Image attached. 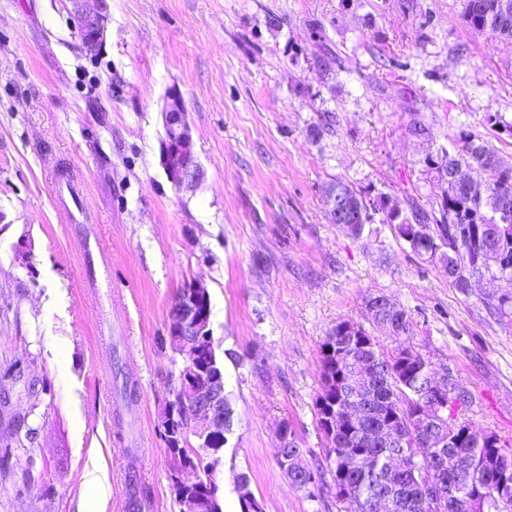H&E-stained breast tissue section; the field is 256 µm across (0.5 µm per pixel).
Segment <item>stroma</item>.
Segmentation results:
<instances>
[{
    "label": "stroma",
    "mask_w": 512,
    "mask_h": 512,
    "mask_svg": "<svg viewBox=\"0 0 512 512\" xmlns=\"http://www.w3.org/2000/svg\"><path fill=\"white\" fill-rule=\"evenodd\" d=\"M97 54L75 0H0V512H181L161 416L183 360L168 314L202 283L234 409L215 472L224 512L249 477L265 512H344L332 483L295 489L277 430L321 455L320 345L347 320L390 354L411 344L468 392L456 413L512 447V325L450 287L391 225L329 218L341 180L438 214L424 160L480 136L512 164V40L471 32L462 0H106ZM185 104L202 178L162 165L169 91ZM433 136H415L413 113ZM384 295L411 337L373 324ZM35 429L16 447V423Z\"/></svg>",
    "instance_id": "1"
}]
</instances>
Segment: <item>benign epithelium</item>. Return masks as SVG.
Listing matches in <instances>:
<instances>
[{
    "mask_svg": "<svg viewBox=\"0 0 512 512\" xmlns=\"http://www.w3.org/2000/svg\"><path fill=\"white\" fill-rule=\"evenodd\" d=\"M104 21L105 16L97 9L81 8L76 11L75 23L84 51H97L104 36ZM163 117V167L168 179L176 187L189 186L199 179L201 170L194 152L184 104L178 93L173 92L167 96ZM475 171L490 173L487 167L461 162L453 168V183L467 188L482 184L481 180L473 177ZM328 204L334 219L347 231L354 230L356 224L360 223L359 212L355 210V202L352 200H340L333 193L328 197ZM482 254L483 260L492 267H500L505 271L512 268V260L508 258V254L491 245L485 246ZM208 297V291L203 284L193 283L190 290L181 296L178 305L169 313V331L174 336L172 344L175 351L184 359L179 374L181 382L175 393L191 411V435L201 447L211 444L217 436H224L228 410L223 371L215 367L210 375L201 381L193 377L200 358L208 354V350L199 343L200 337L211 335L210 317L200 310V306ZM428 388L432 403L429 404L423 425L430 436L434 451L427 455V461L423 463L418 461L416 455L408 458L399 452V449L407 447L408 435L382 423L381 418L385 417V412L381 410L362 412L357 405L351 404L344 411L336 412V427L329 429V433L334 436L342 429L344 422L359 418L364 413L369 415L368 437L378 447L398 449L393 457L390 475L403 479L410 474L417 477L425 512H446L450 501L453 502L456 512H470L472 499L461 495L455 487L448 486L446 497L438 492L449 448L445 407L447 402L452 400L463 403L468 401V395L461 390L455 378L443 370L435 371L428 376Z\"/></svg>",
    "mask_w": 512,
    "mask_h": 512,
    "instance_id": "obj_1",
    "label": "benign epithelium"
}]
</instances>
